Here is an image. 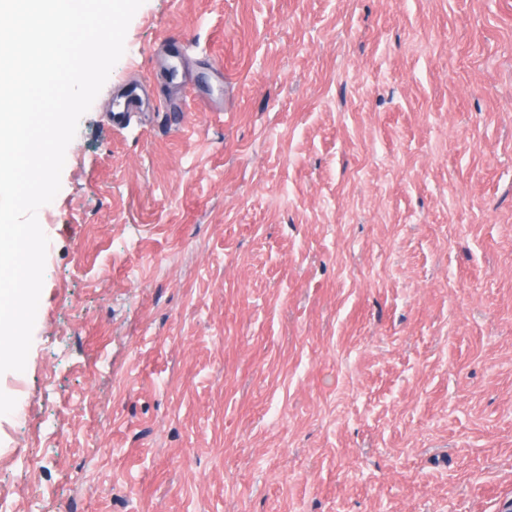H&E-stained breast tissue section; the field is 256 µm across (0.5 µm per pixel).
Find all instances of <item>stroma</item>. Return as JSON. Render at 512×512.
Returning a JSON list of instances; mask_svg holds the SVG:
<instances>
[{"mask_svg":"<svg viewBox=\"0 0 512 512\" xmlns=\"http://www.w3.org/2000/svg\"><path fill=\"white\" fill-rule=\"evenodd\" d=\"M37 218L0 512H512V0H145Z\"/></svg>","mask_w":512,"mask_h":512,"instance_id":"stroma-1","label":"stroma"}]
</instances>
